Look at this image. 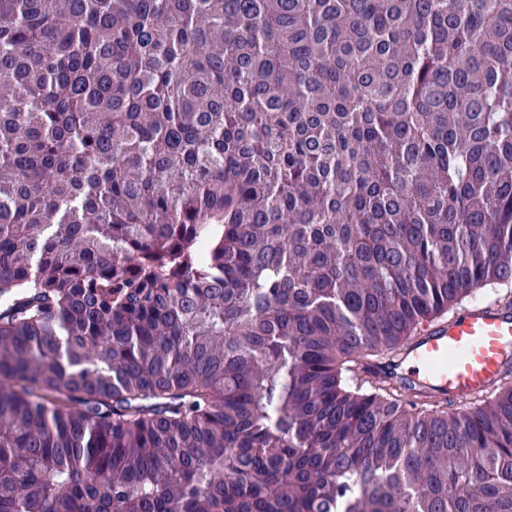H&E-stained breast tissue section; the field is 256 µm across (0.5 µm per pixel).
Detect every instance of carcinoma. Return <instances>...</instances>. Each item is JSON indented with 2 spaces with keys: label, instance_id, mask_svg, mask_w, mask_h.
I'll return each mask as SVG.
<instances>
[{
  "label": "carcinoma",
  "instance_id": "obj_1",
  "mask_svg": "<svg viewBox=\"0 0 512 512\" xmlns=\"http://www.w3.org/2000/svg\"><path fill=\"white\" fill-rule=\"evenodd\" d=\"M487 287L512 0H0V512H512ZM506 292L510 288H484L464 308L424 326L392 364L366 360L368 372L398 377L427 396L455 402L490 388L512 359V311L497 301L481 302Z\"/></svg>",
  "mask_w": 512,
  "mask_h": 512
}]
</instances>
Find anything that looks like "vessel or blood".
Listing matches in <instances>:
<instances>
[{
	"mask_svg": "<svg viewBox=\"0 0 512 512\" xmlns=\"http://www.w3.org/2000/svg\"><path fill=\"white\" fill-rule=\"evenodd\" d=\"M512 362V311L490 301L424 326L398 360L367 361L368 372L395 376L428 396L459 401L490 388Z\"/></svg>",
	"mask_w": 512,
	"mask_h": 512,
	"instance_id": "obj_1",
	"label": "vessel or blood"
}]
</instances>
